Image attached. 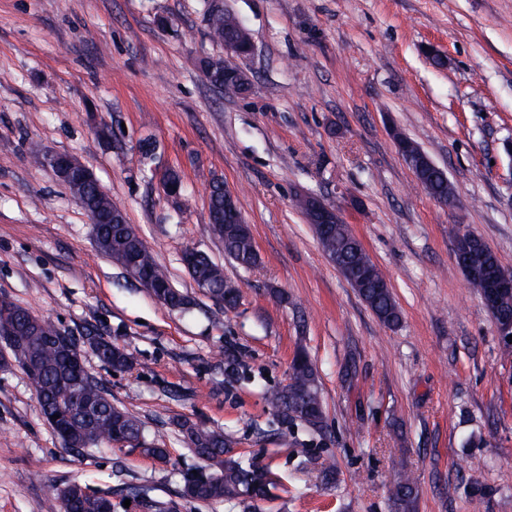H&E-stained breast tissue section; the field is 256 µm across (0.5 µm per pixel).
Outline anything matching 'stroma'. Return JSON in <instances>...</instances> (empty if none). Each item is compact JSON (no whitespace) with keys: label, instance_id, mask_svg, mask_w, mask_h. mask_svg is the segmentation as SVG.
Instances as JSON below:
<instances>
[{"label":"stroma","instance_id":"35a3bbf8","mask_svg":"<svg viewBox=\"0 0 512 512\" xmlns=\"http://www.w3.org/2000/svg\"><path fill=\"white\" fill-rule=\"evenodd\" d=\"M212 1L0 0V298L126 349L129 369L81 353L167 450L161 461L129 446L63 448L25 372L0 368V512H47L71 482L145 489L159 512H243L183 498L205 468L184 420L275 474L257 512H397L403 470L415 512H512V359L455 260L468 231L512 269V0H216L254 42L244 96L197 66L226 54L210 37ZM398 133L445 170L452 205L419 184ZM146 139L157 144L148 159ZM40 153L93 172L194 309L170 310L98 252ZM170 170L175 197L160 186ZM214 179L250 226L253 269L209 227ZM303 195L335 206L362 241L398 326L329 261ZM188 247L223 266L241 292L235 308L198 288ZM300 348L318 374L319 432L283 422L265 399ZM416 495L417 489L412 475L408 472H403L395 485L394 491V497L403 512L411 510Z\"/></svg>","mask_w":512,"mask_h":512}]
</instances>
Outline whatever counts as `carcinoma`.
Masks as SVG:
<instances>
[{"mask_svg":"<svg viewBox=\"0 0 512 512\" xmlns=\"http://www.w3.org/2000/svg\"><path fill=\"white\" fill-rule=\"evenodd\" d=\"M210 30L212 37L225 43L233 39L229 18L211 10ZM206 79L215 87L238 90L231 81H224L220 71H210L206 61L200 62ZM416 176L422 187L435 199L453 195L447 173L438 167H430L417 157L412 158ZM73 197L88 216L97 219L93 225L94 243L97 250L119 264L135 280L149 287L150 293L172 310L187 311L192 301L174 288L166 270L157 262L154 254L144 244L136 227L128 223L123 210L112 201L98 184L96 178L85 180L65 179ZM209 224L219 230L224 242V252L239 266L250 269L259 262L253 236L247 224L224 222V183L218 179L210 183ZM319 243L329 260L354 288L378 320L387 327L400 323V310L381 271H376L377 282L360 281V271L374 262L362 242L351 235L346 224H331L317 232ZM459 248L476 257V270L470 280L475 288L483 287L484 281L500 266L497 256L477 237L459 241ZM185 252L194 255L187 270L197 284L213 299L232 309L240 300L239 288L224 278V270L207 255L190 247ZM11 312L8 324L14 330L12 343L0 353L3 365L14 362L24 366L30 362L36 371L33 386L41 413L48 425H53V415L66 424V434L58 435L65 448H92L102 444L112 445L124 437L148 456L163 459L167 449L145 440L143 421L125 408L112 403L103 386L84 369L82 356L77 350V340L71 345L50 340L54 325L28 309L0 298V309ZM94 350L101 362L125 369L134 365V359L125 350L107 341L99 340ZM266 399L284 418L298 421L317 430L323 420V401L316 370L305 351L295 353L289 367L288 384L267 391ZM188 446L206 462L208 472L185 481L183 495L192 501L216 502L238 500L250 507L258 500L271 497L274 484L266 481L268 470L235 457L224 434L205 428L188 420L180 424ZM417 495L411 474L400 475L394 497L402 512H410ZM74 512H114L112 497L105 492L90 490L81 495Z\"/></svg>","mask_w":512,"mask_h":512,"instance_id":"carcinoma-1","label":"carcinoma"}]
</instances>
